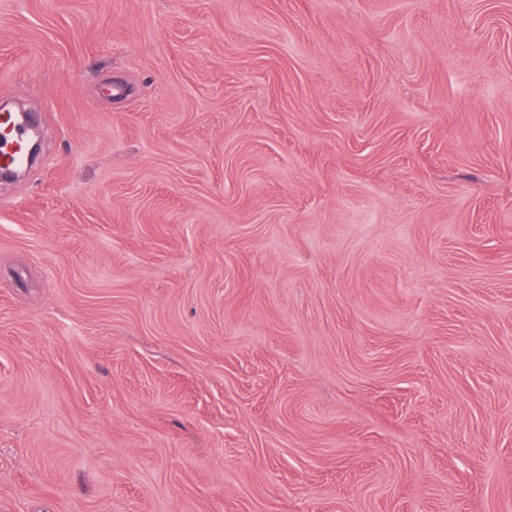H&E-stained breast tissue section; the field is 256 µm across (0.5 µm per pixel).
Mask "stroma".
Returning a JSON list of instances; mask_svg holds the SVG:
<instances>
[{"instance_id": "obj_1", "label": "stroma", "mask_w": 512, "mask_h": 512, "mask_svg": "<svg viewBox=\"0 0 512 512\" xmlns=\"http://www.w3.org/2000/svg\"><path fill=\"white\" fill-rule=\"evenodd\" d=\"M0 512H512V0H0ZM0 127L5 131V138L0 144V168L9 169L21 166L25 159V145L27 133L23 122L15 118L14 114L2 112L0 114Z\"/></svg>"}]
</instances>
